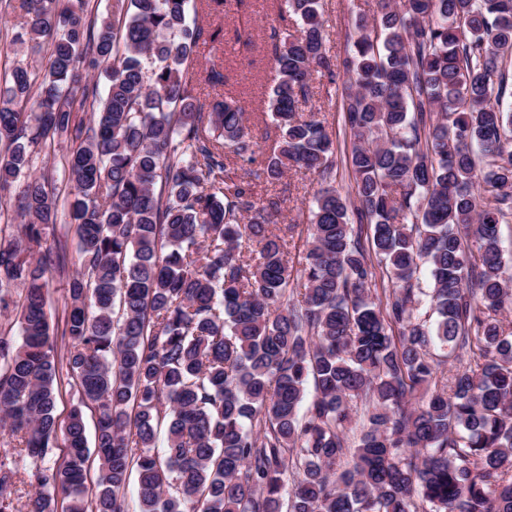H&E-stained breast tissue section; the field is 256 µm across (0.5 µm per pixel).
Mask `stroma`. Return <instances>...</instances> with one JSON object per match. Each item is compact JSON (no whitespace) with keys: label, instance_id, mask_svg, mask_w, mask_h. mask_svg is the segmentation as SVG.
<instances>
[{"label":"stroma","instance_id":"stroma-1","mask_svg":"<svg viewBox=\"0 0 512 512\" xmlns=\"http://www.w3.org/2000/svg\"><path fill=\"white\" fill-rule=\"evenodd\" d=\"M25 0H0V64H13L25 61L29 64L41 63L38 55L27 53L13 44L9 36L20 30L26 20ZM251 4V25L259 37L256 48L251 51L233 50V34L238 26L239 15L233 0H227L223 11L211 14H199L197 22L204 27L222 26L224 29V49L200 48L191 67L195 72H202L212 62L223 63L228 83L224 88L226 97L240 101L247 109L250 118L247 122L249 135L254 143V160L252 169H263L271 151V144L264 136L265 123L260 114L266 109L265 91L276 78L271 50L267 47L264 36L270 28L279 26V7L282 0H249ZM380 0H320V12L328 33L327 46L331 53L344 54L347 36L354 32L357 20H370L378 15ZM349 82L346 76H338L332 90L316 86L317 97L332 93L333 107L322 108L332 137L337 142L335 156V186L347 193L354 187V179L346 165V157L351 148V140L345 135L339 114L336 110L348 92ZM320 187L316 176L309 173L287 172L280 180L261 182V194H277L281 197V210L276 217L277 223L292 224L296 227L295 249L292 256L295 261H302L306 252V238L310 224V211L314 196Z\"/></svg>","mask_w":512,"mask_h":512}]
</instances>
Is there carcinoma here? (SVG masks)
Segmentation results:
<instances>
[{
  "instance_id": "carcinoma-1",
  "label": "carcinoma",
  "mask_w": 512,
  "mask_h": 512,
  "mask_svg": "<svg viewBox=\"0 0 512 512\" xmlns=\"http://www.w3.org/2000/svg\"><path fill=\"white\" fill-rule=\"evenodd\" d=\"M189 2L111 0L101 17L90 0H26L13 41L47 47L46 65L0 75V190L24 178L16 215L0 211V307L21 329L19 344L0 336L13 450L38 462L58 447L59 366L79 394L62 465L29 475L28 512H56L58 495L65 512H128L132 479L139 512H280L285 493L291 512H512V331L498 319L512 304V0H384L338 64L319 0H287L280 17L298 29L268 35L279 139L261 174L239 173L253 143L222 64L196 93L190 62L224 30L190 24ZM338 67L354 87L355 198L318 191L296 271V225L273 231L280 197L258 198L257 180H332L327 121L298 112L313 75L332 84ZM62 137L65 197L28 175L31 149ZM62 201L81 273L60 357L45 295L48 272L67 274L66 242L47 237ZM435 347L473 350L476 367L438 380ZM357 399L369 427L352 449ZM17 479L0 463V512H18Z\"/></svg>"
}]
</instances>
